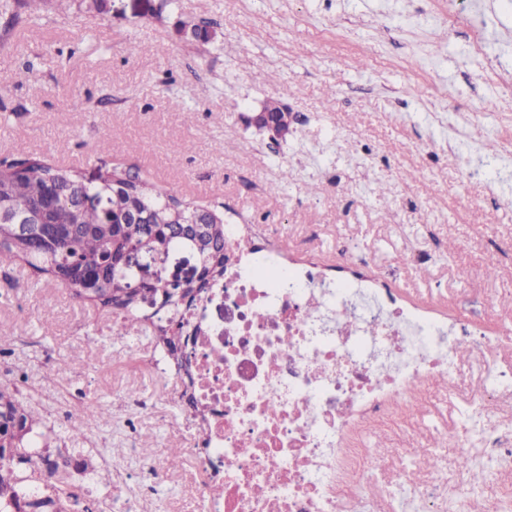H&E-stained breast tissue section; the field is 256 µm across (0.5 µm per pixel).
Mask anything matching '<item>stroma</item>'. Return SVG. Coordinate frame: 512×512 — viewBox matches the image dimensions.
Segmentation results:
<instances>
[{"label":"stroma","instance_id":"1","mask_svg":"<svg viewBox=\"0 0 512 512\" xmlns=\"http://www.w3.org/2000/svg\"><path fill=\"white\" fill-rule=\"evenodd\" d=\"M187 23L214 38L188 40ZM271 99L293 118L286 139L246 123ZM0 128V157L41 154L89 178L121 164L323 258L345 241L371 255V279L439 315L494 296L478 311L486 335L512 323L498 304L512 296V255L495 279L484 265L512 240V154L488 147L512 136L502 0H44L14 27L0 21ZM113 322L24 264L0 267V382L43 406L60 448L119 459L121 482L99 484L98 498L120 512H195L179 477L189 460L169 465L186 414L148 366L164 346L148 331L115 335ZM76 394L74 442L54 412ZM381 442L403 447L408 469L435 459L458 476L454 448L429 436ZM149 462L171 476L144 496Z\"/></svg>","mask_w":512,"mask_h":512}]
</instances>
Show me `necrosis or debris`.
<instances>
[{"instance_id": "necrosis-or-debris-1", "label": "necrosis or debris", "mask_w": 512, "mask_h": 512, "mask_svg": "<svg viewBox=\"0 0 512 512\" xmlns=\"http://www.w3.org/2000/svg\"><path fill=\"white\" fill-rule=\"evenodd\" d=\"M274 236L267 224L225 225L224 277L181 318L177 398L204 512H469L470 487L435 465L411 473L373 436L420 435L417 413L446 378L480 430L443 416L432 440L461 458L482 448L512 474V423L461 371L464 348L510 347L512 329L485 336L474 313L450 322L376 287L367 255L345 244L336 279L322 261L289 260ZM373 482L383 499L368 495ZM406 487L418 494L402 505Z\"/></svg>"}]
</instances>
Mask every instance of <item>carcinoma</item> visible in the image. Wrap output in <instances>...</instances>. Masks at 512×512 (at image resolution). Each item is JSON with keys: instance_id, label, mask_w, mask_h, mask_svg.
<instances>
[{"instance_id": "obj_1", "label": "carcinoma", "mask_w": 512, "mask_h": 512, "mask_svg": "<svg viewBox=\"0 0 512 512\" xmlns=\"http://www.w3.org/2000/svg\"><path fill=\"white\" fill-rule=\"evenodd\" d=\"M42 0H0V16L17 18V8L37 9ZM109 192L112 208L82 206L80 199ZM0 208L18 214H44L56 227V236L44 241L17 231L0 221V264L22 262L47 281L69 290L84 304L103 312L118 313L116 332L127 334L144 329L146 321L136 314L140 302L156 296L170 311L183 307L180 300H194L210 282L224 275V212L217 209L211 223L204 225L207 248L197 251L194 239L182 232L177 220H189L198 211L192 200L170 196L129 168L114 167L87 183L78 169L49 161L45 156L23 153L0 158ZM136 208L153 212V222L137 224L129 219ZM198 252L199 278L176 286L158 277L136 287L135 277L120 263L129 249ZM175 291H170V288ZM153 332L164 346L174 348V334L163 319L151 322ZM40 413L21 402L16 391L0 383V508L18 507V485L22 482L16 466L34 475L43 456L24 452L32 427Z\"/></svg>"}]
</instances>
